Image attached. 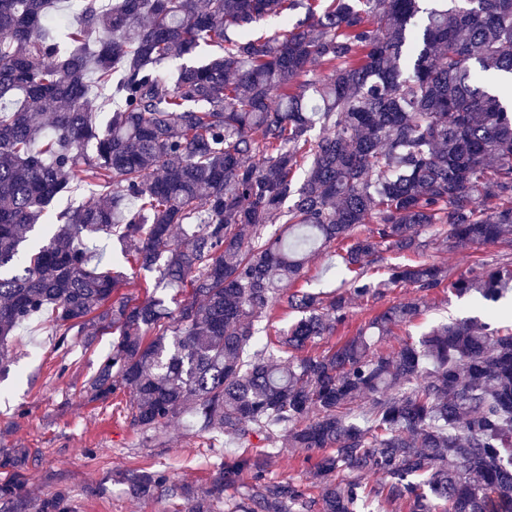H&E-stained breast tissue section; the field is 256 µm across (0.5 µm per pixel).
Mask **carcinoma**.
Masks as SVG:
<instances>
[{"label": "carcinoma", "instance_id": "1", "mask_svg": "<svg viewBox=\"0 0 512 512\" xmlns=\"http://www.w3.org/2000/svg\"><path fill=\"white\" fill-rule=\"evenodd\" d=\"M295 2L75 0L61 28L58 0H0V373L16 329L45 313L65 353L73 331L116 334L93 399L129 398L150 441L187 414L244 448L202 489L121 474L187 512H512V331L456 319L378 350L419 315L407 300L298 357L345 321L347 297L288 291L337 241L357 298L447 278L417 262L363 279L384 246L512 254V0H330L293 23ZM268 17L287 31L254 35ZM316 63L326 74L307 78ZM104 90L115 108L101 125ZM89 186L93 201L55 210ZM270 224L286 228L272 238ZM112 235L152 287L188 297L173 311L115 297L130 281L79 246ZM452 289L495 303L512 265ZM284 299L298 318L272 349L256 322ZM255 439L318 452L320 494L268 477L272 454L246 452ZM27 458L0 449V512H70L65 488L30 502Z\"/></svg>", "mask_w": 512, "mask_h": 512}]
</instances>
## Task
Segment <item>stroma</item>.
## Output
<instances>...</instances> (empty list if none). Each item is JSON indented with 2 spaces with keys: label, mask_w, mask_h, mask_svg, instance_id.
<instances>
[{
  "label": "stroma",
  "mask_w": 512,
  "mask_h": 512,
  "mask_svg": "<svg viewBox=\"0 0 512 512\" xmlns=\"http://www.w3.org/2000/svg\"><path fill=\"white\" fill-rule=\"evenodd\" d=\"M340 254V247L334 245L313 255L299 287L324 296L343 292ZM506 260L493 245L458 250L434 247L420 254L383 250L368 268L372 279L386 278L390 266L422 261L444 267L449 281L426 294L397 286L385 289L376 299H351L345 323L312 351L318 354L341 345L389 307L417 300L421 315L395 327L382 345L383 351L397 350L404 342L418 340L433 325L469 315L470 299L457 297L450 280ZM13 346L17 360L8 378L0 381V448L28 450L32 497L65 487L71 493L72 512H185L186 504L178 498L133 496L127 485L114 480V473L157 469L179 483L208 485L216 456L208 439L192 430L186 419H175L168 426L165 445H153L144 442L126 420L125 397L102 402L86 395V380L112 349L111 334L74 337L64 354L54 346L48 320L41 319L18 327Z\"/></svg>",
  "instance_id": "35a3bbf8"
}]
</instances>
